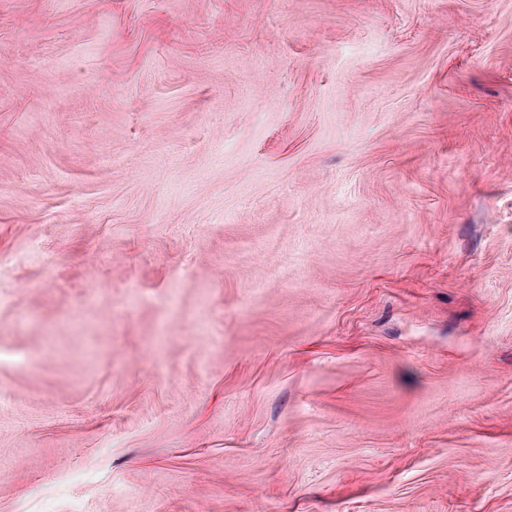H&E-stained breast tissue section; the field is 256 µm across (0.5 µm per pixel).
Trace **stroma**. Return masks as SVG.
<instances>
[{
	"instance_id": "stroma-1",
	"label": "stroma",
	"mask_w": 512,
	"mask_h": 512,
	"mask_svg": "<svg viewBox=\"0 0 512 512\" xmlns=\"http://www.w3.org/2000/svg\"><path fill=\"white\" fill-rule=\"evenodd\" d=\"M0 512H512V0H0Z\"/></svg>"
}]
</instances>
